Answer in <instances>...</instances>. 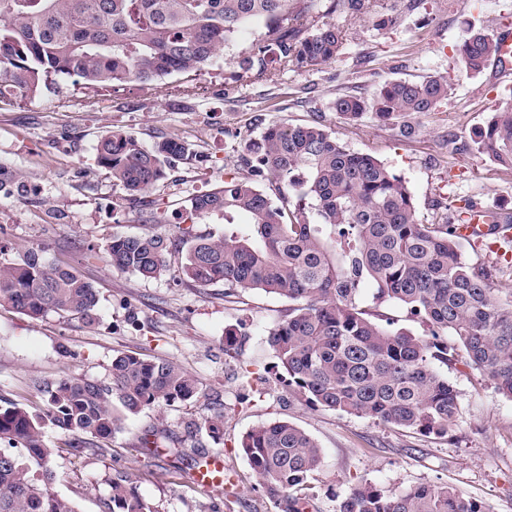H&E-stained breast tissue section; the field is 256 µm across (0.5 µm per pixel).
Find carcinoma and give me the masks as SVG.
Returning a JSON list of instances; mask_svg holds the SVG:
<instances>
[{"label": "carcinoma", "mask_w": 512, "mask_h": 512, "mask_svg": "<svg viewBox=\"0 0 512 512\" xmlns=\"http://www.w3.org/2000/svg\"><path fill=\"white\" fill-rule=\"evenodd\" d=\"M315 0H0V99L25 103L59 78L117 92L135 84L162 96L165 80L216 64L237 35L264 24L239 55L240 78L267 79L284 68L336 60L346 34L328 15L361 16L372 0H334L313 16ZM462 70L479 77L499 61L495 35L467 30L456 45ZM448 77L429 74L336 97L333 109L355 122L371 113L381 124L399 116L437 112L448 100ZM246 172L189 199L190 219L224 222L221 237L196 236L178 246L169 235H112V268L144 280L171 276L198 288L224 284V296L262 290L288 300L287 314L268 344L288 387L305 404L371 418L443 437L458 413V392L437 366L463 360L512 398V299L492 288L495 269L472 264L460 251L438 207L423 222L406 181L383 161L355 152L321 125L274 123L244 144ZM471 150L512 171V103L472 138ZM191 152L169 138L151 147L119 131L101 137L96 162L127 196L151 192L167 178L170 159ZM269 183L259 189L257 179ZM26 177L0 164V195L23 197ZM249 217L241 228L237 217ZM367 282L376 298L402 304L430 325L428 336L389 329L360 303ZM94 286L41 249L0 262V306L38 319L49 312L95 321ZM198 380L166 359L120 354L110 381L64 376L44 383L43 404L31 411L0 403V512H77L51 491L55 449L103 453L126 417L145 407L197 397ZM215 442L224 412L196 424ZM146 448H174L150 430ZM240 448L266 495L286 512H309L308 483L321 448L288 421L246 433ZM107 512H151L123 472L110 482ZM338 512H486L443 485L420 484L387 496L372 485L351 490Z\"/></svg>", "instance_id": "1"}]
</instances>
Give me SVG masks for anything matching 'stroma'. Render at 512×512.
Here are the masks:
<instances>
[{"mask_svg":"<svg viewBox=\"0 0 512 512\" xmlns=\"http://www.w3.org/2000/svg\"><path fill=\"white\" fill-rule=\"evenodd\" d=\"M398 22L378 27L374 16L335 13L348 41L329 64L281 71L271 81L238 78V56L261 30L251 26L225 49L224 59L193 80L169 78V96L156 98L130 85L119 92H90L57 80L32 101H0V164L29 177L40 196L58 208L48 216L32 201L0 196V255L19 258L31 248L80 272L98 292L93 324L50 312L32 319L0 307V398L40 406L42 382L70 375L109 379L120 353L165 358L191 372L201 393L189 403L150 407L129 416L107 452L78 454L63 447L61 433L47 430L56 446L52 490L78 512H106L109 483L129 474L152 512H282L258 488L240 449L248 431L275 420L304 429L319 444L321 463L310 481L312 512H336L359 485L395 495L428 483L448 485L481 500L488 512H512V398L499 393L478 370L459 361L444 373L458 391V414L447 436H423L366 417L311 407L288 389L268 345V332L283 317L287 300L258 290L228 297L223 285L197 288L165 276L145 281L112 269L107 246L113 234L161 229L185 234L224 233L220 224L185 220L190 195L222 185L241 160L246 139L273 123L318 122L356 152L382 160L407 182L421 218L436 204L473 202L512 208V175L474 154V130L496 112L512 75L488 70L480 78L461 71L455 45L467 27L495 33L512 0H380ZM448 76L452 94L440 111L411 116L405 137L398 124L371 115L346 121L332 107L338 93H373L384 81L424 74ZM110 131L134 135L153 146L166 138L190 144L191 153L171 159L165 183L150 192L161 225L147 219L136 197H120L95 158L98 138ZM365 285L362 305L392 328L424 336L421 318ZM236 354H224L226 341ZM253 372L246 385L243 371ZM224 413V436L213 442L194 425ZM169 430L187 456L150 455L145 431ZM221 454L223 493L206 492L191 472L204 453Z\"/></svg>","mask_w":512,"mask_h":512,"instance_id":"1","label":"stroma"}]
</instances>
